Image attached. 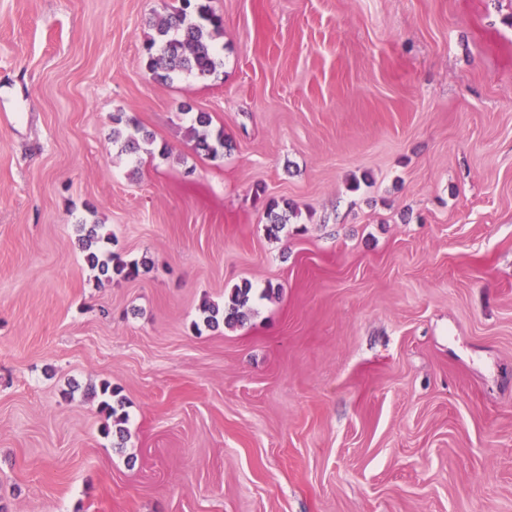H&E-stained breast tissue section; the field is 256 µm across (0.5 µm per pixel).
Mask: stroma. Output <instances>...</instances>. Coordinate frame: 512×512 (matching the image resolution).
<instances>
[{
  "label": "stroma",
  "mask_w": 512,
  "mask_h": 512,
  "mask_svg": "<svg viewBox=\"0 0 512 512\" xmlns=\"http://www.w3.org/2000/svg\"><path fill=\"white\" fill-rule=\"evenodd\" d=\"M211 5L222 67L165 84L162 0H0V505L512 512V0ZM123 113L118 112L112 116V123L116 126L112 130V141H121L122 150L137 152L141 149L142 142L153 143L149 134L143 133V128L131 119L125 118ZM212 119L206 112H197L193 118V124L189 127V134L196 140L198 150L205 152V155L216 157L220 149H224V130L211 129ZM199 128H202L200 130ZM98 224H80L82 233V248L86 252V260L93 269H98L99 274L107 279L122 278L134 279L139 272L137 261H126L119 254L108 250L103 245L110 241V237H103L98 233ZM106 240V241H105ZM252 298V286L248 282L242 285H236L231 289L227 301L224 302V308L221 309L216 305H205L202 309L204 323L213 327L218 325L222 319L227 326H234L242 323L246 317L245 308L248 306ZM100 395L102 397L100 409L101 412L105 414L106 420L102 426V433L104 436H109L115 427L116 433H119L120 437H122L124 429L121 425L126 423L127 417L125 414L119 413L121 408V403L119 401H117V406H114V403L112 404V397H114L115 391L112 389V385L109 382L101 383ZM110 420H112V425L109 423Z\"/></svg>",
  "instance_id": "1"
}]
</instances>
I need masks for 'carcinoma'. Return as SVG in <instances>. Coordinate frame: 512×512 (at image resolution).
I'll list each match as a JSON object with an SVG mask.
<instances>
[{
	"instance_id": "obj_1",
	"label": "carcinoma",
	"mask_w": 512,
	"mask_h": 512,
	"mask_svg": "<svg viewBox=\"0 0 512 512\" xmlns=\"http://www.w3.org/2000/svg\"><path fill=\"white\" fill-rule=\"evenodd\" d=\"M179 6L172 9L154 24L155 34L150 36L146 44L147 66L162 82L170 83L183 75H192L206 79L214 75L223 65L216 54L213 41L222 28V19L210 5V0H178ZM115 124L112 130V141L121 143L125 151L136 152L141 143H153L143 128L122 113L112 116ZM212 119L206 112H199L193 118L189 134L196 140L197 149L205 155L215 157L224 148V130L211 129ZM99 225L81 224L82 248L86 252V260L99 274L112 279H133L138 275L139 263L126 261L120 255L105 248L104 243L110 237L98 233ZM252 298V286L245 282L231 289L224 308L216 305L203 307L204 323L211 327L224 321L227 326H234L244 321L245 308ZM101 412L105 414L106 423L102 433L106 436L112 432H124L122 424L127 417L120 412V406L112 404L115 391L108 382L101 383Z\"/></svg>"
}]
</instances>
